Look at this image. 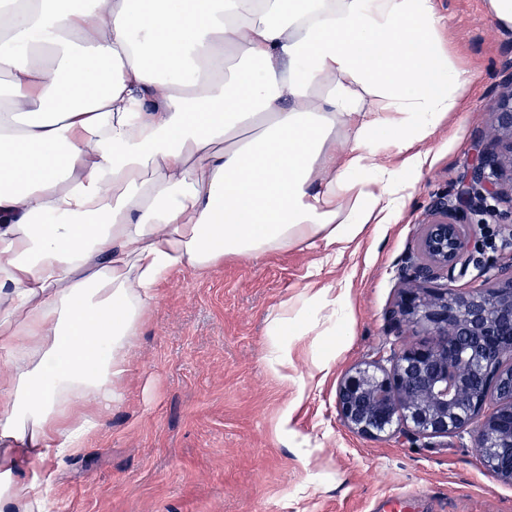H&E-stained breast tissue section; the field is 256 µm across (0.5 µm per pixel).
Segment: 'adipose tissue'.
<instances>
[{"instance_id": "adipose-tissue-1", "label": "adipose tissue", "mask_w": 512, "mask_h": 512, "mask_svg": "<svg viewBox=\"0 0 512 512\" xmlns=\"http://www.w3.org/2000/svg\"><path fill=\"white\" fill-rule=\"evenodd\" d=\"M434 0H0V512H56L177 270L397 223L469 81ZM331 324L309 288L271 321Z\"/></svg>"}]
</instances>
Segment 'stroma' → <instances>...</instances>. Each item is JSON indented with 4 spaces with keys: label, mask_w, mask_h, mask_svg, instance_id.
Masks as SVG:
<instances>
[{
    "label": "stroma",
    "mask_w": 512,
    "mask_h": 512,
    "mask_svg": "<svg viewBox=\"0 0 512 512\" xmlns=\"http://www.w3.org/2000/svg\"><path fill=\"white\" fill-rule=\"evenodd\" d=\"M444 48L472 75L460 118L427 142L432 162L387 224L335 258L293 246L203 272H174L141 327L123 396L84 452L55 465L61 512H512V484L479 462L469 432L413 442L348 429L336 389L354 364L387 346L400 270L431 202L453 193L494 124L512 81V29L487 0H436ZM344 288L351 334L313 374L328 337L293 339L287 377L268 361L269 324L311 280ZM287 431H276L282 415Z\"/></svg>",
    "instance_id": "stroma-1"
}]
</instances>
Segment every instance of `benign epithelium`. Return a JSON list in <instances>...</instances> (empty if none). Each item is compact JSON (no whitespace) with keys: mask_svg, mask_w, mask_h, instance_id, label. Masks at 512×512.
<instances>
[{"mask_svg":"<svg viewBox=\"0 0 512 512\" xmlns=\"http://www.w3.org/2000/svg\"><path fill=\"white\" fill-rule=\"evenodd\" d=\"M491 145H482L457 193L437 198L402 267L408 287L387 313L397 335L426 339L379 349L341 378L336 406L371 438H447L475 433L484 467L512 484V253L493 260L490 288H437L474 263L472 217L497 216L512 198V82L504 87Z\"/></svg>","mask_w":512,"mask_h":512,"instance_id":"obj_1","label":"benign epithelium"}]
</instances>
